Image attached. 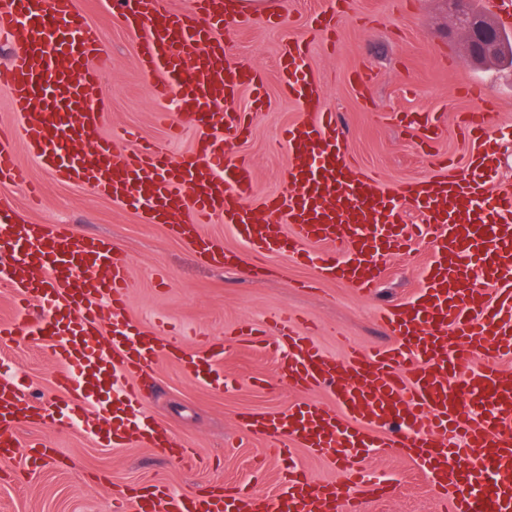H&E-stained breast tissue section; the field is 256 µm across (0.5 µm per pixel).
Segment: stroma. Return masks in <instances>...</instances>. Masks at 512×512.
Here are the masks:
<instances>
[{
    "mask_svg": "<svg viewBox=\"0 0 512 512\" xmlns=\"http://www.w3.org/2000/svg\"><path fill=\"white\" fill-rule=\"evenodd\" d=\"M80 2L112 56V68L95 90L96 98L109 104L98 136L131 128L144 139L168 142L174 158L188 154L199 132L188 125L179 138H170L157 115L152 84L134 54L136 32L111 12L106 0ZM265 2L269 11L284 14L283 24H266L260 15L247 28L222 31L232 60L261 69L266 79L263 110L254 111L246 93L233 101V109L254 112L255 130L224 154L225 162L244 160L255 168L256 192L248 208L262 210L268 197L289 189L292 160L271 145L285 127L306 117L279 84V50L291 39L308 45L306 67L323 84V108L339 117L348 156L359 170L379 175L386 190L438 174L437 163L444 157L449 174L465 170L472 146L457 125L462 113L478 106L461 92L469 79L484 81L497 100L494 133L512 135V65L472 60L463 36L452 30L448 0H352L350 13L338 19L331 36L311 26L329 0ZM411 111L442 117L439 137L427 150L417 149L410 131L394 120L395 113ZM13 146L29 182L0 184V199L9 202L19 221L71 224L82 235L110 239L129 265V320L161 336L168 327L182 328L192 353L206 350L209 340L223 342L224 369L233 383L221 390L197 383L165 357L144 379L149 419L194 449L190 462L139 443L112 447L82 424L59 433L41 422H24L20 441L43 442L52 454L32 470L19 461L0 463V512H112L113 489L156 484L197 492L248 486L275 494L292 463L317 483H339L335 456L297 448L290 460L276 461L268 455L270 440L239 435L240 413H280L302 393L277 356L241 344L235 331L286 307L297 317L298 330L328 356L344 358L350 344L364 350L390 345L395 337L378 313L416 296L419 269L432 258L428 244L416 241L410 258L387 257L380 285L369 297L349 284L318 280L315 268L286 254L253 265L248 246L220 220L203 225L201 232L221 240L237 261L215 265L201 259L170 225L147 222L134 207L58 181L29 156L21 138H14ZM56 370L49 345L20 336L0 341V371L16 377L35 407L49 408L61 399ZM366 465L395 491L367 501L363 512H442L445 496L435 495L431 479L400 449H370Z\"/></svg>",
    "mask_w": 512,
    "mask_h": 512,
    "instance_id": "obj_1",
    "label": "stroma"
}]
</instances>
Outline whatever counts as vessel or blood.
Instances as JSON below:
<instances>
[{
  "label": "vessel or blood",
  "instance_id": "vessel-or-blood-1",
  "mask_svg": "<svg viewBox=\"0 0 512 512\" xmlns=\"http://www.w3.org/2000/svg\"><path fill=\"white\" fill-rule=\"evenodd\" d=\"M139 33L135 56L154 76V94L184 110L199 130L190 155L172 160L162 144L140 143L115 154L102 138L86 151V136L100 125L105 104L93 89L111 62L100 32L79 0H0V36L19 39L20 50L0 67L5 90L21 119L28 154L59 180L86 185L117 203L141 209L149 219L182 223L183 236L206 261L226 264L222 243L200 234V225L224 220L255 253L287 252L314 265L320 279L339 280L371 294L386 257L431 240L432 260L421 270L417 296L382 313L398 342L369 353L350 349L337 361L295 331L288 313L277 317L274 336L241 327L253 343L284 350L282 370L299 388L321 389L328 408L304 399L282 414L239 416L253 437H272V452L294 447L324 455L341 448L387 447L419 463L435 487L449 491L448 512H512V372L499 359L512 355V191L495 194L486 176L498 165L492 136L495 102L482 86L467 87L482 109L463 115L476 142L462 176L412 179L388 194L379 181L348 163L335 113L321 107L322 84L304 64L306 46L291 40L281 50L280 83L308 119L291 124L282 145L294 160L289 189L264 203L267 217L248 209L256 177L246 162H224V144L248 138L252 120L227 102L249 92L262 103L261 70L234 65L219 32L232 21L246 27L228 0H192L171 11L162 0H117ZM400 125L429 146L438 126L427 114L402 112ZM27 178L0 131V183ZM420 215L400 225V202ZM289 231H282V224ZM323 243L319 253L311 243ZM0 282L18 288L22 304L37 301L43 315L0 323L1 336L55 341L61 366L60 405L45 421L57 430L85 418L97 406L110 424L112 445L132 437L152 448L192 457L191 448L160 427L141 428L145 395L133 380L162 356L176 357L195 380H224L223 346L189 355L174 335L144 333L126 318L130 288L127 261L109 239L77 235L70 224H21L0 206ZM31 406L11 378L0 375V459L22 458L33 466L47 455L21 443L17 427ZM345 479L329 487L299 468L289 470L281 493L243 487L197 496L165 486L145 493H114L112 512H361L350 488L382 497L388 486L366 481L359 463L347 461Z\"/></svg>",
  "mask_w": 512,
  "mask_h": 512
}]
</instances>
